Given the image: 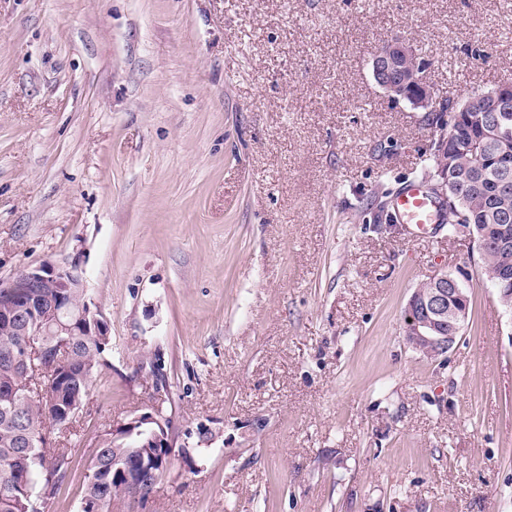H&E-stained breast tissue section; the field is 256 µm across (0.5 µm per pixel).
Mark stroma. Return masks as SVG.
<instances>
[{
	"mask_svg": "<svg viewBox=\"0 0 512 512\" xmlns=\"http://www.w3.org/2000/svg\"><path fill=\"white\" fill-rule=\"evenodd\" d=\"M394 34L438 99L512 79V0H0V279L79 263L112 336L43 512L156 411L171 463L121 512H512V316L472 236L386 218L435 138L373 80ZM440 271L471 305L430 359ZM428 281L432 284V291L425 296L416 289L408 301L404 317L407 343L426 357H430L433 351L447 353L465 326L466 313L452 307L449 299L457 295L451 303L467 307L468 311L470 309L469 293L456 277L441 272Z\"/></svg>",
	"mask_w": 512,
	"mask_h": 512,
	"instance_id": "35a3bbf8",
	"label": "stroma"
}]
</instances>
